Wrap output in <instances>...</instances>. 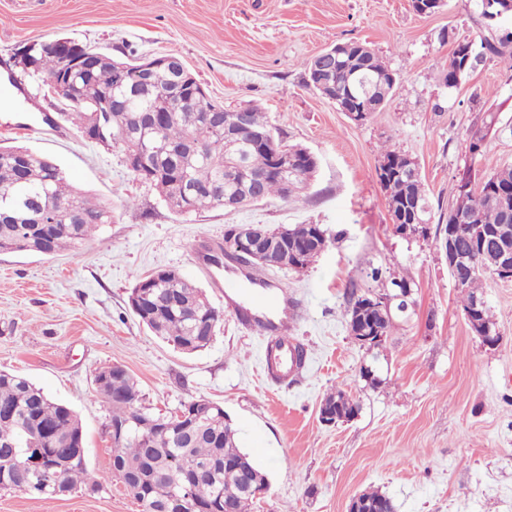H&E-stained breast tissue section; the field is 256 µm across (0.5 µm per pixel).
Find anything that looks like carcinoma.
<instances>
[{
  "label": "carcinoma",
  "mask_w": 512,
  "mask_h": 512,
  "mask_svg": "<svg viewBox=\"0 0 512 512\" xmlns=\"http://www.w3.org/2000/svg\"><path fill=\"white\" fill-rule=\"evenodd\" d=\"M351 53L344 62L348 72L365 75L373 82L371 93L358 94V106L367 115L376 105L388 100L395 91L399 76L373 50L359 42L350 43ZM479 58L504 57L512 60V29L496 30L480 38L475 47ZM31 56L36 68L30 73L41 78L62 74L70 78V95L63 100L69 107L64 117L79 132L93 121V110L107 103L118 91L112 76V64L105 63L95 75L75 67H66L57 54L33 43ZM169 79L159 73L153 83L139 90L132 112H107V143L123 151L138 152L146 165L138 180L153 186L166 206L176 213H189L218 207L215 191L232 197L255 192L252 204L272 195L286 197L284 168L315 173L317 164L299 145H285L277 140L265 113L250 107L247 128L235 125V112L224 111V128L217 129L204 113L216 106L212 100L195 106L183 104L168 92ZM149 108L159 114L160 126L152 131L145 127L139 110ZM497 114L485 112L471 126L468 151L476 156L483 151L486 129L496 127ZM401 151L387 149L379 168L386 177L378 182L396 233H401L400 213L417 209L423 226L409 225L405 239L427 240V231L437 223L458 222L457 253L460 256L456 287L462 295L463 311L484 297L483 279L495 275L498 250H512V196L502 199L496 187L512 185V166L493 172L477 183L462 177L452 190L448 213L434 216L421 174L404 169ZM247 159L249 165L233 171L229 163ZM469 191H464L465 187ZM12 202L0 208V253H41L40 217L57 212L53 225V253H79L95 229L111 222V210L86 191L72 185L61 167L52 159L35 154L21 165L0 161V199ZM479 227L498 232L496 240L484 246L472 229ZM264 251L283 262L284 268L301 272L319 256L323 246L337 239L321 224L262 226ZM373 285L350 283L345 308L347 328L363 336L379 332L381 345L397 326V316L372 305L373 295L383 288H412L414 281L379 265L367 274ZM129 304L139 321L182 353L192 354L208 347L214 340L209 323L221 320L223 312L215 307L206 293L176 269H163L138 279L129 295ZM96 378L110 410V435L113 444L112 473L126 480L130 475L157 488L152 498L134 493L141 512H163L161 500L167 489L180 493L185 472L201 469L205 473L202 487L213 492L207 508L210 512H254L260 502L257 491L267 482L266 473L237 444L236 430L224 418V409L211 407L205 400L182 405L183 420L172 424L170 415H153L138 406L140 391L128 371L119 364L101 367ZM320 410L335 412L349 420L359 411V404L338 388L325 395ZM51 449L57 467L30 473L11 463L10 457L23 461L39 451ZM87 463L81 421L67 405L46 395L27 379L0 371V489L25 487V492L43 499L73 490L86 480ZM367 512H396L393 500L379 490L360 494Z\"/></svg>",
  "instance_id": "1"
}]
</instances>
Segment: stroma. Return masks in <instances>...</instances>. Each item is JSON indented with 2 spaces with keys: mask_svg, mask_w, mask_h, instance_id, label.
I'll return each mask as SVG.
<instances>
[{
  "mask_svg": "<svg viewBox=\"0 0 512 512\" xmlns=\"http://www.w3.org/2000/svg\"><path fill=\"white\" fill-rule=\"evenodd\" d=\"M482 33L473 0H446L430 16L411 0H0V87L24 100L0 111V145L54 160L112 210L81 254L0 253V370L77 413L89 479L53 500L0 490V512H140L111 470L109 410L95 384L109 363L134 377L150 412L193 400L222 406L270 481L258 512H347L368 489L385 492L397 512H512V281L484 282L502 337L488 347L465 320L435 239L394 233L376 177L384 149L409 154L435 207L447 205L464 167L483 177L512 165V62L489 57L458 87L442 82L452 38ZM57 38L125 61L179 57L214 101L259 106L278 139L307 148L314 178L288 200L171 211L127 169L121 147L84 140L47 87L10 73L18 49ZM349 41L368 44L399 76L362 123L306 84L305 61ZM485 112L499 122L473 158L467 131ZM229 224H320L339 235L306 272L263 273L302 305L291 335L307 361L278 382L260 380L264 338L234 315L207 348L183 354L128 303L139 278L174 268L223 307L214 283L224 271L201 267L198 246ZM385 258L413 279L416 305L373 357L348 334L345 292ZM367 363L377 386L359 375ZM338 388L360 410L329 427L319 407Z\"/></svg>",
  "mask_w": 512,
  "mask_h": 512,
  "instance_id": "obj_1",
  "label": "stroma"
}]
</instances>
